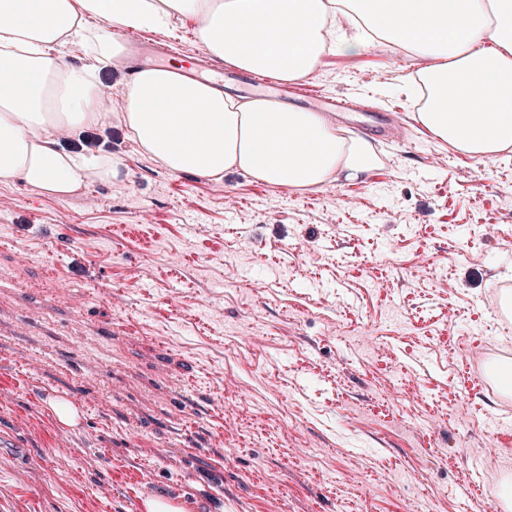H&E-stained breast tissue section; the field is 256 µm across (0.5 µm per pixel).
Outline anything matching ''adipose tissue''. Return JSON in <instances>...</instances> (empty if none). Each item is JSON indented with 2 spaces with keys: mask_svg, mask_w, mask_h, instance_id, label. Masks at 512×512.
Listing matches in <instances>:
<instances>
[{
  "mask_svg": "<svg viewBox=\"0 0 512 512\" xmlns=\"http://www.w3.org/2000/svg\"><path fill=\"white\" fill-rule=\"evenodd\" d=\"M176 20L194 23L226 64L289 83L333 47L356 50L337 40L342 24L369 28L427 58L419 77L429 100L417 119L430 134L473 157L512 147V0H0V179L61 199L90 178L114 177L103 155L57 147L56 128L78 133L100 121L102 91L97 68L67 66L56 49L89 38L100 61L115 60L125 51L115 29L165 30ZM479 97L494 111L474 110ZM122 110L141 151L174 174L219 180L241 170L308 190L376 166L366 141L319 113L234 98L168 65L136 73Z\"/></svg>",
  "mask_w": 512,
  "mask_h": 512,
  "instance_id": "1",
  "label": "adipose tissue"
}]
</instances>
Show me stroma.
<instances>
[{
	"mask_svg": "<svg viewBox=\"0 0 512 512\" xmlns=\"http://www.w3.org/2000/svg\"><path fill=\"white\" fill-rule=\"evenodd\" d=\"M121 175L58 199L0 180V512H500L512 464V149L485 162L416 119L426 59L326 54L306 90L386 110L363 180L315 190L173 174L123 131ZM54 396L83 412L62 426ZM189 505L181 497L153 496L143 501L145 512H190Z\"/></svg>",
	"mask_w": 512,
	"mask_h": 512,
	"instance_id": "1",
	"label": "stroma"
}]
</instances>
